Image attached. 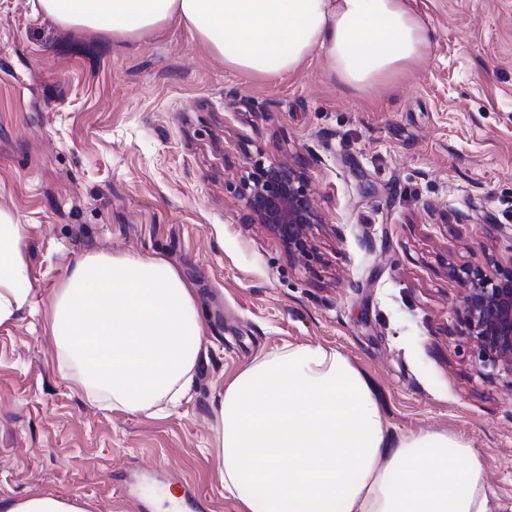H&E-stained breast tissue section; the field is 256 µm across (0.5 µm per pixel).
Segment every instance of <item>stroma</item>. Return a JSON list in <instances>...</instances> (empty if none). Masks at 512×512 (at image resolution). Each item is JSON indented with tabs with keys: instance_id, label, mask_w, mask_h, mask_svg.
I'll list each match as a JSON object with an SVG mask.
<instances>
[{
	"instance_id": "35a3bbf8",
	"label": "stroma",
	"mask_w": 512,
	"mask_h": 512,
	"mask_svg": "<svg viewBox=\"0 0 512 512\" xmlns=\"http://www.w3.org/2000/svg\"><path fill=\"white\" fill-rule=\"evenodd\" d=\"M0 0V209L25 224L45 306L88 252H151L199 290L195 385L167 416L105 410L58 371L39 317L0 326V496L94 512H239L219 480L215 407L255 359L333 347L373 385L392 436L448 432L512 501V380L483 375L447 264L512 260V0H415L429 54L365 91L317 53L266 78L184 27L137 41ZM297 162L319 223L308 259L250 220L252 161Z\"/></svg>"
}]
</instances>
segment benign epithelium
I'll return each mask as SVG.
<instances>
[{
	"label": "benign epithelium",
	"instance_id": "benign-epithelium-1",
	"mask_svg": "<svg viewBox=\"0 0 512 512\" xmlns=\"http://www.w3.org/2000/svg\"><path fill=\"white\" fill-rule=\"evenodd\" d=\"M237 194L252 221L270 225L289 252L309 257L307 228L319 223V214L302 167L254 162ZM446 271L463 287L455 313L475 349L476 366L512 375V265L491 255L481 267L449 263Z\"/></svg>",
	"mask_w": 512,
	"mask_h": 512
}]
</instances>
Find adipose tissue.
<instances>
[{"mask_svg":"<svg viewBox=\"0 0 512 512\" xmlns=\"http://www.w3.org/2000/svg\"><path fill=\"white\" fill-rule=\"evenodd\" d=\"M65 28L135 40L177 23L227 68L266 77L323 52L362 91L424 58L435 37L414 0H38ZM26 227L0 210V324L30 304ZM63 377L107 408L177 407L207 325L197 290L163 257L84 255L43 310ZM216 452L242 512H512L481 455L458 437L391 439L371 383L346 356L291 345L225 388Z\"/></svg>","mask_w":512,"mask_h":512,"instance_id":"ef3b65f1","label":"adipose tissue"}]
</instances>
